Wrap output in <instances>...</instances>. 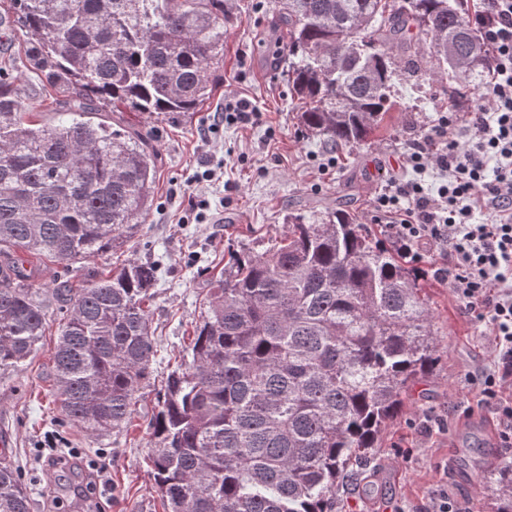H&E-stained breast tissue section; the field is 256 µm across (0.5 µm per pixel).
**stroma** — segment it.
I'll return each instance as SVG.
<instances>
[{
  "mask_svg": "<svg viewBox=\"0 0 512 512\" xmlns=\"http://www.w3.org/2000/svg\"><path fill=\"white\" fill-rule=\"evenodd\" d=\"M233 19L224 27V76L198 112L187 116H134L152 134L160 162L154 208L140 238L130 249L100 256L70 269L34 259L43 297L55 304L54 286L77 285L121 266L130 258L157 263L161 281L150 305L157 343L149 386L127 428L92 437L74 425H61L52 403L51 351L61 316L51 312L39 350L18 369L0 372V458L17 466L27 480L33 509L47 512L49 497L62 500L60 512H83L71 484L82 472H49L48 443L78 448L87 462L104 467L111 492L96 497L101 512H166L153 487L146 459L147 426L168 371L188 345L204 309L207 275L227 264L234 253L260 252L279 240L288 215L328 214L344 210L373 232L383 221L373 200L390 178H420L433 187L435 174L414 175L402 165L408 145L448 110L447 76L423 77L397 84L400 108L390 112L376 137L343 151L330 150L307 136L288 94L285 63H273L280 34L274 27L276 0H226ZM21 37L0 38V69L12 71L19 94L40 120L67 108L66 97L27 70ZM247 99L263 114L261 123L224 126L211 143L200 137L223 111L224 98ZM333 158L321 168L323 158ZM215 170L214 180L200 177ZM437 251L418 259L425 272V294L438 335V361L420 397L406 401L401 416L386 430L372 453L374 467L340 503L341 512H424L430 497L447 492L468 503L472 512H491L480 482L482 472L501 459L502 447L493 406L482 402L470 382L487 364L489 347L483 327L464 313L447 282L433 268Z\"/></svg>",
  "mask_w": 512,
  "mask_h": 512,
  "instance_id": "35a3bbf8",
  "label": "stroma"
}]
</instances>
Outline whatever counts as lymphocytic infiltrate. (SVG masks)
Instances as JSON below:
<instances>
[{"mask_svg":"<svg viewBox=\"0 0 512 512\" xmlns=\"http://www.w3.org/2000/svg\"><path fill=\"white\" fill-rule=\"evenodd\" d=\"M478 22L495 63L465 126L444 115L407 148L406 161L439 178L434 191L393 179L373 201L405 248L444 257L434 274L480 322L490 348L476 382L494 403L500 439L512 447V0H485ZM490 221L477 224L476 212Z\"/></svg>","mask_w":512,"mask_h":512,"instance_id":"f902f5d3","label":"lymphocytic infiltrate"}]
</instances>
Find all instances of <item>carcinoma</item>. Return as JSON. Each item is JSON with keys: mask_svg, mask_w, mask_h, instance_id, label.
Returning a JSON list of instances; mask_svg holds the SVG:
<instances>
[{"mask_svg": "<svg viewBox=\"0 0 512 512\" xmlns=\"http://www.w3.org/2000/svg\"><path fill=\"white\" fill-rule=\"evenodd\" d=\"M29 61L73 108L33 120L0 77V370L45 335L32 256L64 268L138 239L154 205L148 131L95 114L197 111L219 80L224 0H10ZM478 0H279L299 120L329 147L366 142L395 78L430 52L456 110L492 49ZM424 274L345 213L297 217L261 253L211 275L186 355L148 423L150 472L168 512H338L370 451L432 373L438 340ZM159 268L127 260L78 288L52 351L61 415L90 434L123 427L156 352L146 303ZM493 512H512V461L483 474ZM0 462V512H31Z\"/></svg>", "mask_w": 512, "mask_h": 512, "instance_id": "1", "label": "carcinoma"}]
</instances>
